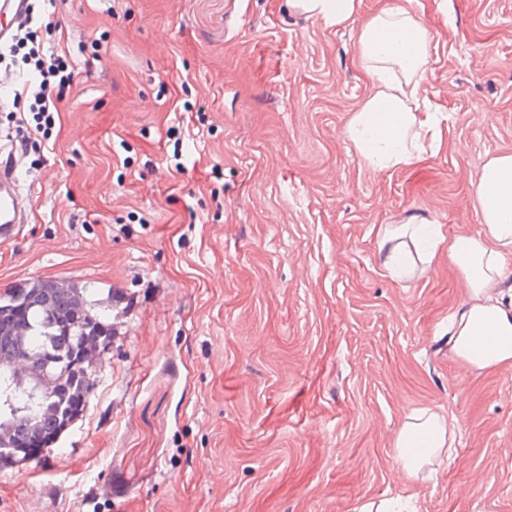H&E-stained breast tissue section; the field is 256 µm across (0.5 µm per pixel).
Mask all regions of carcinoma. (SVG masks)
<instances>
[{
	"instance_id": "cac0c4a2",
	"label": "carcinoma",
	"mask_w": 512,
	"mask_h": 512,
	"mask_svg": "<svg viewBox=\"0 0 512 512\" xmlns=\"http://www.w3.org/2000/svg\"><path fill=\"white\" fill-rule=\"evenodd\" d=\"M16 326L28 329L31 348L51 360L58 372L56 389L34 399L0 376V427L15 418L23 420L9 435H0V449L11 446L8 454L0 453L1 462L20 458L35 442L56 438L78 417L73 401L88 399L96 385L95 368L86 353L106 350L111 336L81 289L65 288L56 280L0 294V364L12 358ZM9 386L12 402L7 403L4 391Z\"/></svg>"
}]
</instances>
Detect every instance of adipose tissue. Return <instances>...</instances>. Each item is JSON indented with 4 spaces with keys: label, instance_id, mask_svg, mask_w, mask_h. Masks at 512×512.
<instances>
[{
    "label": "adipose tissue",
    "instance_id": "obj_1",
    "mask_svg": "<svg viewBox=\"0 0 512 512\" xmlns=\"http://www.w3.org/2000/svg\"><path fill=\"white\" fill-rule=\"evenodd\" d=\"M362 0H289L298 13L330 28L353 23ZM359 56L371 90L353 112L347 139L363 162L376 171L410 165L427 144L436 143L439 119L420 109V87L430 68L427 31L414 12L395 7L368 18L360 32ZM482 229L474 235L445 237L439 226L414 217L384 230L379 249L384 265L400 271L408 241L426 238L425 262L447 245L466 287L468 302L453 316L451 346L470 368L485 371L512 365V299L500 283L505 259L512 255V155H497L483 167L475 190ZM452 419L428 409L408 416L394 448L407 480H414L444 448H453Z\"/></svg>",
    "mask_w": 512,
    "mask_h": 512
}]
</instances>
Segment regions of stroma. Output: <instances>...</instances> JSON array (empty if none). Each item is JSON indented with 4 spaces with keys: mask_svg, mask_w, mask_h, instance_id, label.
I'll return each mask as SVG.
<instances>
[{
    "mask_svg": "<svg viewBox=\"0 0 512 512\" xmlns=\"http://www.w3.org/2000/svg\"><path fill=\"white\" fill-rule=\"evenodd\" d=\"M76 67L49 133L0 97V153L32 178L0 293L53 279L108 306L86 407L0 466V512H512V366L449 342L468 300L439 247L397 277L385 227L474 234L484 163L512 153V0H362L420 15L437 151L376 172L346 137L370 91L360 24L288 0H32ZM454 415L415 482L395 436Z\"/></svg>",
    "mask_w": 512,
    "mask_h": 512,
    "instance_id": "obj_1",
    "label": "stroma"
}]
</instances>
